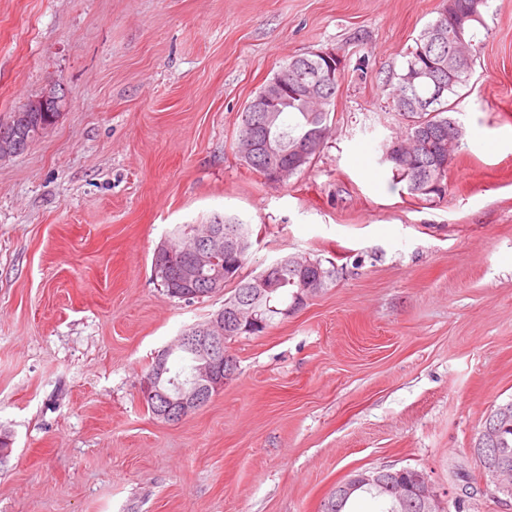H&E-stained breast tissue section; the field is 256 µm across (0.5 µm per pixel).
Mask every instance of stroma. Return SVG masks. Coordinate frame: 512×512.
Returning <instances> with one entry per match:
<instances>
[{
    "instance_id": "1",
    "label": "stroma",
    "mask_w": 512,
    "mask_h": 512,
    "mask_svg": "<svg viewBox=\"0 0 512 512\" xmlns=\"http://www.w3.org/2000/svg\"><path fill=\"white\" fill-rule=\"evenodd\" d=\"M442 0H0V122L52 84L53 128L0 162V512H320L350 471L412 466L439 492L512 401V0L458 105L433 202L394 184L387 97ZM336 49L331 134L272 186L233 147L292 56ZM235 215L250 277L287 255L334 284L259 336L177 424L139 394L155 355L224 305L166 296L156 247Z\"/></svg>"
}]
</instances>
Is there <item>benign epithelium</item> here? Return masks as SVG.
<instances>
[{"label":"benign epithelium","mask_w":512,"mask_h":512,"mask_svg":"<svg viewBox=\"0 0 512 512\" xmlns=\"http://www.w3.org/2000/svg\"><path fill=\"white\" fill-rule=\"evenodd\" d=\"M315 60L325 64L323 71L315 77H306L293 72L278 75L248 104L247 127L250 130L247 151L265 156L267 165L261 167L262 178L269 184L279 185L288 175V165L282 161L280 144L271 131L265 127L272 125L271 113L281 111L288 105V99L320 101L325 89L342 78L344 60L332 48L313 51ZM425 81L432 95L441 97L448 91V82L441 72H418L407 78L406 91L412 90V79ZM49 119L33 127L27 137L15 139V135L3 128L0 130V161L16 156L21 150L33 144L52 126ZM328 134L326 116L323 113L309 118L301 144L294 150L295 164L305 162ZM184 243L181 254L186 261L181 267V284H192L199 273L210 272V288L205 295L213 296L224 292L225 277L252 247L249 231L242 225L224 228L209 225L200 236L188 228L182 236ZM310 267L316 274L302 279V293L297 301L282 310L283 316L295 312L314 294L321 291L331 270L308 258L300 262L283 257L272 262L265 273L257 276L246 288L242 299L236 302L224 301V309L203 323L190 327L188 335L181 336L170 346L155 356L154 363L140 383V396L155 406V417L165 423L179 422L199 410L214 395L224 389L232 379L235 360L226 349V339L247 335H261L266 332L267 321L261 317L262 306L269 293L279 286L280 272L297 267ZM185 350L193 358V372L188 381L176 387L171 385L168 363L170 357ZM512 421V403L495 407L486 417L476 443L470 449L471 456L483 472V486L498 489L497 501L512 507V467L497 465L487 454L497 445L501 429ZM362 490L385 491L391 499L405 508L409 505L418 512H447L445 502L435 489L428 474L412 467L401 468H357L336 484L327 499H345Z\"/></svg>","instance_id":"obj_1"}]
</instances>
